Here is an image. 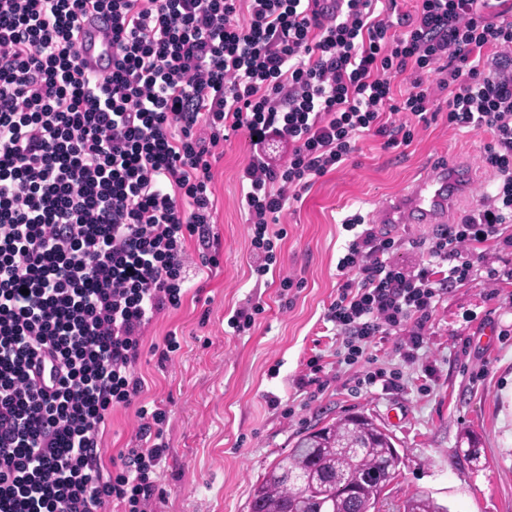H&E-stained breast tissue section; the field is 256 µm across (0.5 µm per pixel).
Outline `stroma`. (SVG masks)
<instances>
[{
	"label": "stroma",
	"mask_w": 512,
	"mask_h": 512,
	"mask_svg": "<svg viewBox=\"0 0 512 512\" xmlns=\"http://www.w3.org/2000/svg\"><path fill=\"white\" fill-rule=\"evenodd\" d=\"M435 106L437 116L416 125L410 145L385 150L378 138L363 137L342 167L287 206L275 226L283 237L274 243V272L260 280L250 272L251 231L240 207L249 141L240 131L221 146L212 184L220 264L193 271L183 306L147 333L159 343L176 332L180 350L163 365L143 355L139 366L146 400L166 410L165 497L157 512H249L254 485L299 435L348 412L372 417L403 458L386 490V512H399L419 492L450 512H512V282L486 277L487 269L512 268V247L499 244L477 255V274L436 307L416 360H404L401 339L392 336L373 348L374 363L339 364L336 332L326 320L349 239L343 219L369 215L427 166L464 165L475 178L448 215L454 223L492 180L483 162L490 134L449 125L445 96ZM379 230L395 238L394 259L409 267L420 257L411 241L433 236L437 227L383 224ZM286 276L294 286L285 291ZM254 303L263 308L255 326L233 335L228 317ZM314 365L318 385L300 386ZM375 366L400 369L403 386L362 385ZM138 425L134 409H113L103 464L135 445ZM470 430L485 455L477 469L457 454Z\"/></svg>",
	"instance_id": "stroma-1"
}]
</instances>
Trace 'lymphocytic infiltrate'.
Segmentation results:
<instances>
[{
  "label": "lymphocytic infiltrate",
  "instance_id": "lymphocytic-infiltrate-1",
  "mask_svg": "<svg viewBox=\"0 0 512 512\" xmlns=\"http://www.w3.org/2000/svg\"><path fill=\"white\" fill-rule=\"evenodd\" d=\"M374 2L0 0V512H151L162 499L166 412L144 403L138 366L180 348L176 332L151 345L146 332L185 301L189 243L218 264L211 185L229 133L252 139L240 204L259 278L286 202L360 136L409 145L402 115L428 122L439 91L449 125L492 135V192L418 243L416 267L361 215L343 221L327 313L339 363L391 336L417 358L436 306L475 273L469 252L512 242V21L481 0H416L393 20ZM89 15L112 21L104 78L76 49ZM118 407L134 408L137 445L107 468Z\"/></svg>",
  "mask_w": 512,
  "mask_h": 512
}]
</instances>
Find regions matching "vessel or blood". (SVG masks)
<instances>
[{
  "instance_id": "obj_1",
  "label": "vessel or blood",
  "mask_w": 512,
  "mask_h": 512,
  "mask_svg": "<svg viewBox=\"0 0 512 512\" xmlns=\"http://www.w3.org/2000/svg\"><path fill=\"white\" fill-rule=\"evenodd\" d=\"M81 61L91 74L104 77L112 70V25L99 17L80 23ZM470 181L466 170L437 166L423 171L401 195L379 204L373 212L376 224H437L448 206Z\"/></svg>"
}]
</instances>
